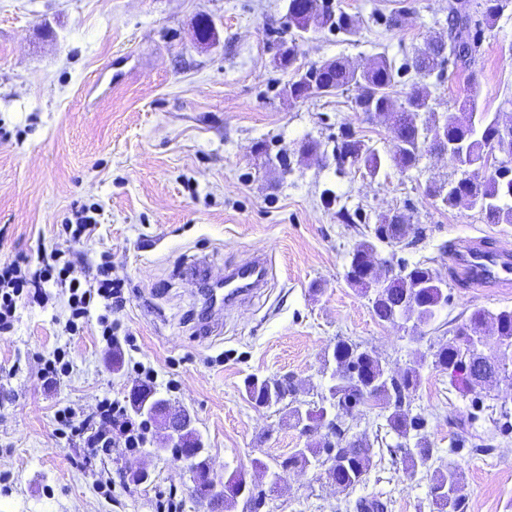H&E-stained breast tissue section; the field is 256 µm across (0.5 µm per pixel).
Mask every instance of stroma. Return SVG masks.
<instances>
[{
  "mask_svg": "<svg viewBox=\"0 0 512 512\" xmlns=\"http://www.w3.org/2000/svg\"><path fill=\"white\" fill-rule=\"evenodd\" d=\"M334 3L357 16L356 36L299 39L286 0H0V262L59 258L85 283L105 261L124 291L109 341L97 321L102 302L72 334L67 288L48 283L38 299L18 300L13 332L0 334V512H208L189 491L184 461L161 446L162 423L128 409L131 388L145 380L141 365L154 371L157 398L189 414L212 475L238 469L264 490L259 512H355L360 498L382 500L387 512H430L432 471L407 476L376 402L346 420L350 435L375 441L356 489H338L311 467L275 488L255 471V460L275 466L319 436L293 427L285 405L247 400L244 379L287 375L299 400L319 401L324 353L341 338L393 370L419 365L410 408L428 415L437 455L462 471L463 512H512V431L503 432L497 411H512V384L479 396L456 389L431 357L473 311L512 307V290L464 288L448 269L460 239L512 251V224L427 196L430 184L455 174L435 153L407 171L337 173L332 149L344 129L386 155L388 126L361 119L353 87L288 96L289 83L326 60L365 68L383 56L401 67L442 33L448 0ZM204 16L217 34L202 43ZM477 38L473 68L452 65L444 80L428 78L435 111H455L474 93L480 110L512 113V6ZM285 44L296 61L281 69ZM308 139L320 152L304 160ZM83 207L96 221L92 232L66 240L62 225ZM391 212L422 230L400 258L449 279L448 302L426 327L379 321L345 279L355 242ZM259 257L271 264L267 286L224 308L220 333L202 337L194 263L206 259L220 284L229 268ZM60 348L72 366L49 386L42 368ZM105 399L142 428L140 448L119 441L99 456L59 430L57 411L83 420ZM475 437L488 451L457 448Z\"/></svg>",
  "mask_w": 512,
  "mask_h": 512,
  "instance_id": "1",
  "label": "stroma"
}]
</instances>
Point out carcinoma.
<instances>
[{"label":"carcinoma","mask_w":512,"mask_h":512,"mask_svg":"<svg viewBox=\"0 0 512 512\" xmlns=\"http://www.w3.org/2000/svg\"><path fill=\"white\" fill-rule=\"evenodd\" d=\"M512 0H449L447 34L431 37L425 47L418 49L405 64L423 77L444 76L449 60L464 68L476 62L478 45L472 34L477 21L493 22ZM288 25L295 28L298 37L325 30L347 37L358 33L355 19L348 13L334 8L331 0H288ZM400 70L394 68L385 57H379L371 66L360 69L342 59L329 60L311 66L300 78L288 85V95L293 99H308L316 94H330L350 86L360 88L355 100V110L371 120L379 114L387 116L389 128L398 149L390 156L380 154L376 149L344 131L336 139L334 159L336 172L342 174L346 166L359 164L372 176L378 175L390 164L402 170L416 166L421 156L420 130L436 126L442 121V129L450 142H459L468 149V163L475 169L488 165V154L497 148L512 155V116L501 119L500 114L491 115L478 110L473 95L459 103V110L468 115H477V120L462 121L454 112L442 116L429 104V92L423 85H415L408 93L406 102L398 107L393 105L390 90L397 83ZM426 193L439 200L446 207H455L466 199L477 207L489 224H512V173L496 172L485 176L474 174L465 179L455 180L452 190L444 186H430ZM419 229L406 222L400 214L377 219L373 235L358 240L352 252L369 255L388 241L405 247L417 241ZM405 273L400 278L382 277L387 287L372 293L369 291L360 267H350L346 278L348 283L360 289L367 298L373 314L381 322L393 325L415 321L425 325L434 321L442 304L448 297L440 288L439 274L435 268L424 262L404 263ZM494 336L512 347V308L496 312L477 310L465 322L453 329V337L446 343L433 348L432 365L445 372L450 382L469 392L483 390L504 380H512V372L502 374L498 358L481 350L477 339ZM338 382L334 388L336 405L353 409L363 406L361 388L368 389L372 400L381 401L390 409L386 426L397 438L396 447L412 444L414 451L404 452L406 470L413 475L433 458L435 449L427 436L428 420L422 414L409 415L405 409L407 401L416 393L421 384L419 369L408 367L401 371L400 380L389 383L383 376L380 358L374 352L360 345L340 339L332 350ZM245 393L254 403L276 406L281 403L282 391L268 386L266 380L249 378L245 381ZM149 403L160 409L161 402L155 399V392L147 384L135 386L130 394L131 408ZM345 429L338 428L324 435L317 442L302 450H294L288 458L277 464L273 473L280 469L319 467L326 452L335 448ZM372 456V444L358 439L346 448H336V469L326 473L327 478L343 490H352L366 477ZM245 483L243 472H224L222 486L228 492L216 497L212 495L214 479L207 473L206 460L197 464L196 492L202 498L214 501L219 512H232L238 503L234 487ZM464 488L459 468L445 461L433 470L428 496L431 512H461Z\"/></svg>","instance_id":"1"}]
</instances>
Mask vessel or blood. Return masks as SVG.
I'll list each match as a JSON object with an SVG mask.
<instances>
[{"label":"vessel or blood","mask_w":512,"mask_h":512,"mask_svg":"<svg viewBox=\"0 0 512 512\" xmlns=\"http://www.w3.org/2000/svg\"><path fill=\"white\" fill-rule=\"evenodd\" d=\"M466 282L476 288L512 286V252L496 249L483 241L462 240L448 256ZM268 274L265 259L232 268L224 278L223 292L207 295V313L201 322L203 333L218 328L217 316L224 300L237 299L261 288Z\"/></svg>","instance_id":"1"}]
</instances>
